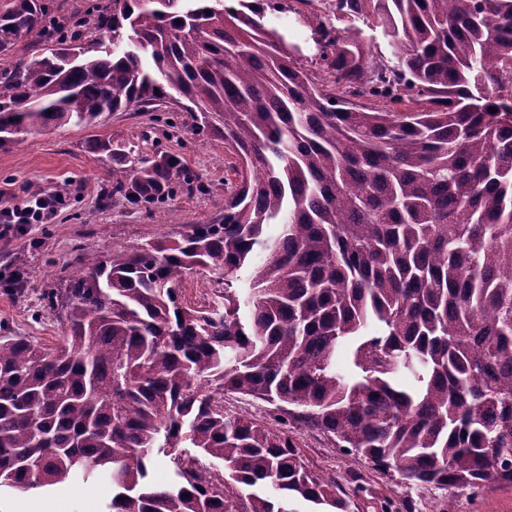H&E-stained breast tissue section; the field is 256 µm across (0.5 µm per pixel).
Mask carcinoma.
Segmentation results:
<instances>
[{"instance_id":"1","label":"carcinoma","mask_w":512,"mask_h":512,"mask_svg":"<svg viewBox=\"0 0 512 512\" xmlns=\"http://www.w3.org/2000/svg\"><path fill=\"white\" fill-rule=\"evenodd\" d=\"M324 8L345 23L314 32L336 92L277 52L268 16L287 0H112L89 40L48 26L44 0H0V55L34 30L51 42L0 71V149L176 95L235 159L222 223L84 249L41 295L65 313L54 349L0 329V487L105 478V512H353L290 419L400 485L512 483V0ZM370 19L392 60H367ZM87 146L118 154L110 136ZM174 184L200 188L178 158L142 156L105 195ZM196 268L208 306L182 299ZM226 393L271 421L225 411Z\"/></svg>"}]
</instances>
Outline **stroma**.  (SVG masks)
<instances>
[{"mask_svg": "<svg viewBox=\"0 0 512 512\" xmlns=\"http://www.w3.org/2000/svg\"><path fill=\"white\" fill-rule=\"evenodd\" d=\"M110 2L46 0L50 19L69 31L83 30L86 17ZM270 24L296 45L299 62L308 64L316 58L313 15L288 12ZM171 115L169 104L161 101L150 112H114L94 126L36 133L0 149V209L35 192H60L66 197L50 223L28 224L0 239V323L42 346H54L64 328L56 314L44 310L41 295L69 276L82 248L90 246L103 254L118 245L133 249L148 241L176 238L191 224L222 222L224 213L218 204L224 197L228 166L224 144L204 132L165 126ZM108 135L139 156L177 155L196 176L198 190L177 188L162 201L139 206L119 197L104 201L112 163L90 152L85 143ZM17 271L22 279L15 287L9 278ZM293 430L310 469L335 478L348 491L353 476L364 478L368 491L357 501L359 512H380L379 504L386 498L407 504L412 512H438L447 502L453 503L455 512H512V484L490 481L474 495L426 483L400 486L368 462L342 454L319 429L298 423ZM67 489L60 512H103L112 497L107 480L74 481Z\"/></svg>", "mask_w": 512, "mask_h": 512, "instance_id": "stroma-1", "label": "stroma"}]
</instances>
